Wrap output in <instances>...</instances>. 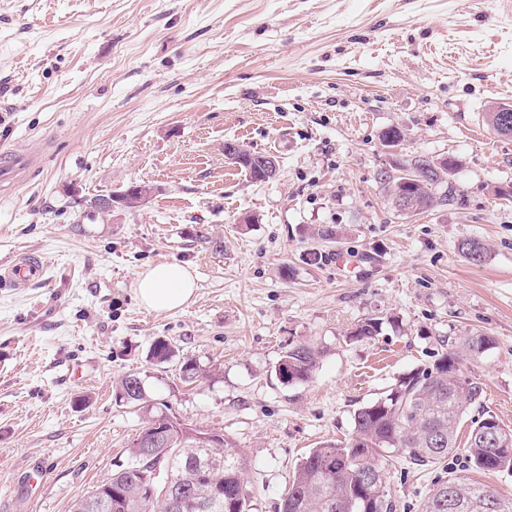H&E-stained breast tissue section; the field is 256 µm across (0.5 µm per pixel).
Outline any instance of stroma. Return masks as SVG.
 <instances>
[{
    "mask_svg": "<svg viewBox=\"0 0 512 512\" xmlns=\"http://www.w3.org/2000/svg\"><path fill=\"white\" fill-rule=\"evenodd\" d=\"M497 102H512V0H0V148L40 155L0 183V265L27 250L46 265L31 287L0 283V512H73L125 463L143 426L118 397L133 372L151 403L239 450L249 512H279L305 455L473 335L493 344L462 365L484 392L458 439L487 413L512 427ZM228 140L274 155L278 178L247 179ZM418 155L457 159L455 198L412 216L381 176ZM134 182L156 186L146 205L92 208ZM164 261L198 291L154 313L134 284ZM368 318L380 333L353 340ZM158 340L170 361L150 360ZM298 344L316 369L282 384ZM443 474L394 460L397 512H421ZM318 353L314 347L305 344L288 349L276 371L279 380L288 384L311 378L317 365Z\"/></svg>",
    "mask_w": 512,
    "mask_h": 512,
    "instance_id": "stroma-1",
    "label": "stroma"
}]
</instances>
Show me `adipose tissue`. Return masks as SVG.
Listing matches in <instances>:
<instances>
[{
  "label": "adipose tissue",
  "mask_w": 512,
  "mask_h": 512,
  "mask_svg": "<svg viewBox=\"0 0 512 512\" xmlns=\"http://www.w3.org/2000/svg\"><path fill=\"white\" fill-rule=\"evenodd\" d=\"M196 290V279L189 268L178 262H164L139 273L135 293L145 309L162 313L185 306Z\"/></svg>",
  "instance_id": "adipose-tissue-1"
}]
</instances>
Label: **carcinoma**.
Segmentation results:
<instances>
[{"instance_id":"cac0c4a2","label":"carcinoma","mask_w":512,"mask_h":512,"mask_svg":"<svg viewBox=\"0 0 512 512\" xmlns=\"http://www.w3.org/2000/svg\"><path fill=\"white\" fill-rule=\"evenodd\" d=\"M401 190L412 209L427 212L445 204L448 194L439 191L438 172L426 174L419 164H403ZM462 251L474 264L482 263L487 247L462 243ZM382 319L368 318L353 332L358 340L377 335ZM492 339L478 334L469 337L463 348L441 354L432 367L401 377L395 387L373 403L353 414V435L343 444L328 443L303 458L289 480L280 512H396L397 505L387 493L384 469L386 457L397 455L416 467L435 466L454 456L458 429L468 408L479 401L483 385L460 369L466 356L483 353ZM172 345L157 340L151 359L169 361ZM318 351L309 345H296L282 356L277 376L282 383L311 378ZM120 397L145 409L144 425L133 440L128 462L98 484L85 500L86 512H114L110 490L125 493L127 512H247L249 489L244 481L245 461L224 435L193 429L174 420L168 423V441L144 455V437L162 423L163 410L147 403L142 379L136 373L120 382ZM482 422L468 433V466L482 471H512V445L498 448L482 433ZM212 435V442L198 446L190 432ZM171 474L188 487L190 501L182 510L171 505L168 484L153 477L155 468ZM456 501V512H512V498L503 499L486 487L470 484L457 475L439 480L428 496L422 512H449L448 495Z\"/></svg>"}]
</instances>
